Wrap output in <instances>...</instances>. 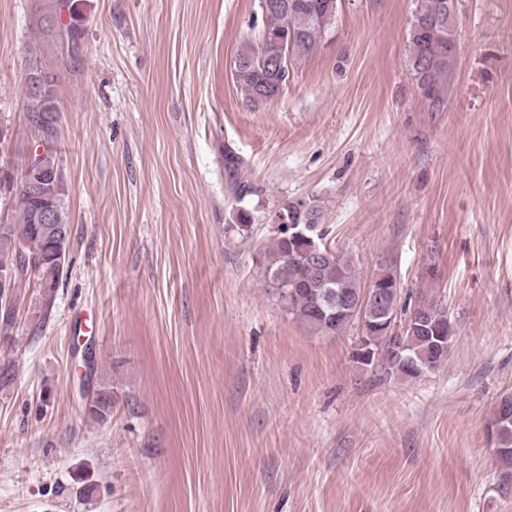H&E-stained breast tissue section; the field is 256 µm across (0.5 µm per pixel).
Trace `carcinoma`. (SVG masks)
<instances>
[{
    "label": "carcinoma",
    "instance_id": "cac0c4a2",
    "mask_svg": "<svg viewBox=\"0 0 512 512\" xmlns=\"http://www.w3.org/2000/svg\"><path fill=\"white\" fill-rule=\"evenodd\" d=\"M47 7L40 11L37 24L43 31L60 40L69 56L81 50L80 37L84 16L76 0H46ZM339 0H258L260 25L254 38L243 41L235 57L234 81L245 101L251 106L274 99L288 84V63H279V52L288 48V59L295 60L311 54L335 20ZM454 0H415L408 38L410 43L409 66L421 96L434 106L445 102L448 73L456 53V32L453 23ZM30 72L44 77L45 91H37L25 83L26 119L35 131V139L60 136L58 112L60 108L54 89V79L41 63L35 61ZM244 165L241 156L229 145L224 146V173L228 192L235 200V223L243 230L255 223L256 213L278 207L284 214L302 211L312 223L323 225V205L311 194L300 199L278 197L263 200V190L240 176ZM17 200L19 223L0 225V267L13 261L16 243L25 238L41 239L40 250L34 257L38 278H18L13 292L21 301L19 288L28 282L43 288L45 310H50L55 299L60 276L53 260L51 241L40 238L33 215L35 208L47 201L55 210V223L68 224L64 208L66 191L64 176L58 174L49 183L42 198L30 200L19 185L12 187ZM255 205H250L253 198ZM323 256L316 266H311L304 248L291 244L281 234L270 239L265 252V276L273 285V293L280 305L294 319L317 333L339 334L354 322L347 313L332 320L325 317L327 299L341 306L361 298L362 288L358 273L351 259L329 244L322 245ZM375 281L392 287L386 292L385 302L393 311L405 317L424 320L438 327V332L453 342L454 324L443 323L445 309L442 304L421 295L414 304L400 305L402 288L397 277L383 271ZM369 345L382 354L371 373L383 377L399 376L418 378L421 373L435 370L448 360V355H433L432 365L420 369L410 359L432 355L428 334L414 324L399 336H390L380 329L366 327L362 330ZM85 415L96 422L105 423L112 416V394L100 389L85 406ZM492 430L497 445V456L503 464V488L512 487V391L499 398L492 418Z\"/></svg>",
    "mask_w": 512,
    "mask_h": 512
}]
</instances>
